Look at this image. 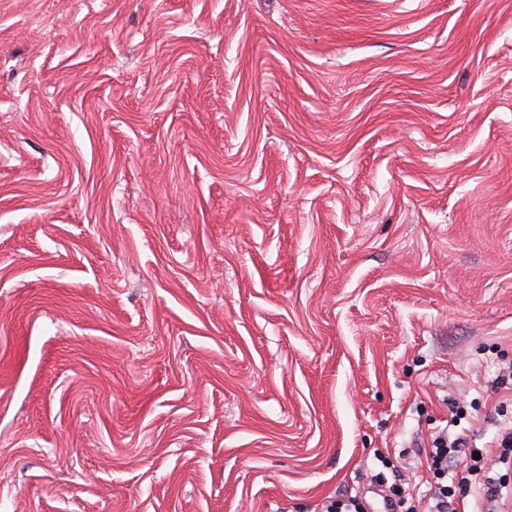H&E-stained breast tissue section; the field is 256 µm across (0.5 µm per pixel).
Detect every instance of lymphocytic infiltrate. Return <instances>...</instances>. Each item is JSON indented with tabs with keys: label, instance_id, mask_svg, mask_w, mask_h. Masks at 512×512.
<instances>
[{
	"label": "lymphocytic infiltrate",
	"instance_id": "lymphocytic-infiltrate-1",
	"mask_svg": "<svg viewBox=\"0 0 512 512\" xmlns=\"http://www.w3.org/2000/svg\"><path fill=\"white\" fill-rule=\"evenodd\" d=\"M491 442L476 444L463 434L440 429L426 449V463L432 475L427 490L413 496L402 493L397 482L384 472L371 478L387 501L392 512H462L467 500H474L479 512H500L505 501L504 484L500 476L492 474L484 460L495 453L498 463L512 462V419L496 423ZM464 462V470H457V462Z\"/></svg>",
	"mask_w": 512,
	"mask_h": 512
}]
</instances>
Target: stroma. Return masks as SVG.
Listing matches in <instances>:
<instances>
[{
  "label": "stroma",
  "mask_w": 512,
  "mask_h": 512,
  "mask_svg": "<svg viewBox=\"0 0 512 512\" xmlns=\"http://www.w3.org/2000/svg\"><path fill=\"white\" fill-rule=\"evenodd\" d=\"M512 362V0H0V512H320Z\"/></svg>",
  "instance_id": "obj_1"
}]
</instances>
